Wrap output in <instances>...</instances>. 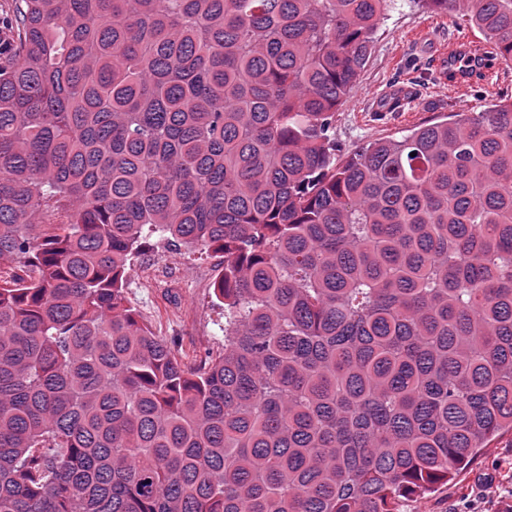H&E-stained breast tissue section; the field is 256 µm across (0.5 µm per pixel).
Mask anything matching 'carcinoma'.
Here are the masks:
<instances>
[{
	"mask_svg": "<svg viewBox=\"0 0 512 512\" xmlns=\"http://www.w3.org/2000/svg\"><path fill=\"white\" fill-rule=\"evenodd\" d=\"M13 2L0 512H400L512 431V98L342 159L394 0ZM421 2L512 65V0ZM151 241L224 254L196 371Z\"/></svg>",
	"mask_w": 512,
	"mask_h": 512,
	"instance_id": "cac0c4a2",
	"label": "carcinoma"
}]
</instances>
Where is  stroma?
<instances>
[{"label":"stroma","instance_id":"stroma-1","mask_svg":"<svg viewBox=\"0 0 512 512\" xmlns=\"http://www.w3.org/2000/svg\"><path fill=\"white\" fill-rule=\"evenodd\" d=\"M463 36L483 44V35L452 13L418 9L396 0L381 22L371 54L346 101L336 110V145L341 153L451 112H478L512 97V67L489 86L448 87L437 76L439 50ZM410 89L404 111L386 109L395 88ZM224 272V257L212 251L174 250L157 243L134 261L126 297L152 332L172 345L192 369L224 348V311L212 300V284ZM512 505V431L496 437L453 483L404 502L401 512H505Z\"/></svg>","mask_w":512,"mask_h":512}]
</instances>
